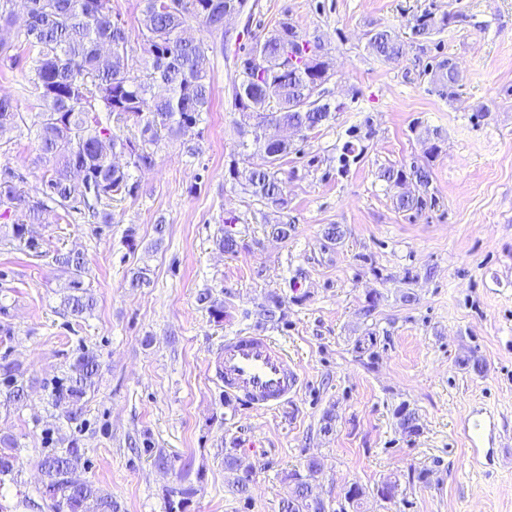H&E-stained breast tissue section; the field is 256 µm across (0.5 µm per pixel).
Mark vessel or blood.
I'll list each match as a JSON object with an SVG mask.
<instances>
[{
  "label": "vessel or blood",
  "mask_w": 512,
  "mask_h": 512,
  "mask_svg": "<svg viewBox=\"0 0 512 512\" xmlns=\"http://www.w3.org/2000/svg\"><path fill=\"white\" fill-rule=\"evenodd\" d=\"M224 393L256 410H268L296 392L299 375L285 351L270 337L237 334L224 339L216 364ZM461 434L471 447L472 462L493 456L499 434L495 414L472 410L460 423Z\"/></svg>",
  "instance_id": "b4317fda"
}]
</instances>
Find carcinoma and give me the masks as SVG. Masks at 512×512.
<instances>
[{
  "label": "carcinoma",
  "instance_id": "obj_1",
  "mask_svg": "<svg viewBox=\"0 0 512 512\" xmlns=\"http://www.w3.org/2000/svg\"><path fill=\"white\" fill-rule=\"evenodd\" d=\"M142 2V66L132 63L129 38L124 24L112 15V0H25L30 23L16 43L0 41L1 55L12 51V58L22 56L28 64L32 94L41 106L34 126L43 158L52 163V174L35 196L19 186L23 178L11 172L0 178V203L6 198L12 206L0 213V218L12 219L7 236L30 251L38 252L39 243L29 236L28 225L38 223L54 207L83 211L109 223L107 207L112 200L136 192L132 171L152 168L154 147L198 124L209 110L212 90L204 63L210 46L202 39L182 37V31L191 21L217 30L215 24L226 13L242 9L243 0H180L181 8L175 11L169 9L168 0ZM454 21L451 13L438 18L424 12L408 24L415 35L428 37ZM368 44L385 60L403 53L399 35L390 30L369 32ZM282 56L296 59L298 70L282 71L278 64ZM330 77L319 45L302 38L288 21L253 42L234 79L232 100L239 112L240 132L252 136V144L266 154L269 165L244 172L230 167V176L242 179L243 190L274 206L287 204V184L278 171L291 146L266 138L264 129L283 123L300 132L312 131L327 122L338 110L323 99L322 86ZM432 82L442 91H453L459 82L456 66L449 60L440 62ZM21 123L26 118L17 106L0 96V130ZM120 151L129 153L130 166L115 164ZM380 178L396 186L415 181L417 190L398 194L397 209L420 211L426 206L429 168L418 166L409 174L389 166L380 171ZM53 261L69 276L73 289L64 307L74 317L83 316L94 306V297L84 287L83 257L58 252ZM199 302L207 305L214 319L224 318V306L210 290L199 294ZM98 370L97 356L82 350L70 373L54 382L52 405L66 419L82 417ZM0 372V396L7 402L20 400L23 382L8 364H0ZM14 447L10 436H0V483L13 474ZM80 463L74 442L42 460L43 494L52 501L53 512H117L112 495L74 478ZM318 471L319 463L310 460L305 473L291 474L295 496L283 503L282 512H325L323 503L311 498L310 480Z\"/></svg>",
  "mask_w": 512,
  "mask_h": 512
}]
</instances>
